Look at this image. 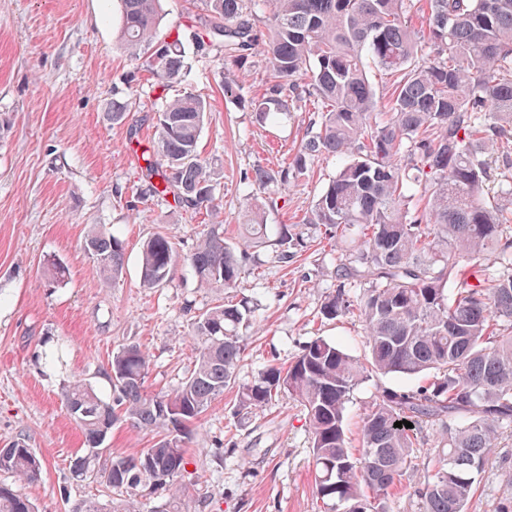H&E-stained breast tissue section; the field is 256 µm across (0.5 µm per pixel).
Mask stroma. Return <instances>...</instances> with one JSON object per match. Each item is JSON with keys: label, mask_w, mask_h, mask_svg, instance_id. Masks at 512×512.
<instances>
[{"label": "stroma", "mask_w": 512, "mask_h": 512, "mask_svg": "<svg viewBox=\"0 0 512 512\" xmlns=\"http://www.w3.org/2000/svg\"><path fill=\"white\" fill-rule=\"evenodd\" d=\"M202 7V0H160L157 34L180 35L188 66L168 97L189 92L210 104L200 150L218 159L224 235L235 242L252 207L240 190L244 177L288 165L309 115L263 128L225 96L221 59L198 51L185 26ZM120 10V0H0V447L19 440L42 460L38 480L19 486L38 512H81L89 499L112 497L96 481L71 479L70 462L84 449L64 406L72 377L111 398L112 356L137 344L151 359L146 391L173 393L195 364V315L224 302L223 289L199 287L185 265L162 287L140 284L146 238L163 233L187 253L210 223L205 211L135 195L159 102L140 60L118 43ZM116 101L128 105L120 123L110 117ZM331 171L315 166L262 202L266 222L295 225L307 247L285 266L274 263L271 247L251 248L253 272L242 290L257 300L260 321L248 333L237 383L268 364L288 365L316 336L364 355L357 318L320 313L336 289V245L303 221ZM93 224L116 228L125 242L117 279L104 278L83 249ZM52 261L64 277L53 278ZM234 397L216 399L197 427L182 512H334L315 492L299 403L283 396L240 420ZM436 461L424 445L418 472L394 491L392 512H420L414 488ZM476 482L466 512L512 506L511 437L492 449Z\"/></svg>", "instance_id": "1"}]
</instances>
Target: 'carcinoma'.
I'll return each instance as SVG.
<instances>
[{
	"label": "carcinoma",
	"instance_id": "cac0c4a2",
	"mask_svg": "<svg viewBox=\"0 0 512 512\" xmlns=\"http://www.w3.org/2000/svg\"><path fill=\"white\" fill-rule=\"evenodd\" d=\"M159 2L121 0L118 36L165 90L187 65L180 38L155 40ZM413 13L425 30L412 28ZM188 28L199 50L222 52L228 73L251 57L268 60L272 79L260 98H244L241 81L222 77L224 95L247 102L257 123L275 127L317 103L292 162L278 177L256 168L244 191L252 198L276 179L285 185L320 162L335 165L305 223L350 240L336 254L340 284L321 314L359 318L367 355L317 336L288 366L272 363L236 383L243 330L259 311L238 293L249 248L273 232L275 259L286 265L305 239L286 224L271 229L258 205L238 243L212 230L182 255L155 234L142 244L143 284H165L184 263L201 287L224 289V305L195 316L194 368L171 395L145 391L150 356L137 345L112 357V401L72 380L65 407L87 447L70 466L73 480L111 490L112 512H143L140 487L167 494L168 512H180L193 431L232 390L239 416L284 395L303 406L317 497L340 512H392V491L418 466V431H435L438 465L415 490L421 512H464L491 449L512 436V178L493 175L495 155L512 151V0H203ZM369 63L396 75L386 110ZM207 111L191 93L161 97L156 139L142 152L141 196L221 213L220 173L199 151ZM84 250L107 279L123 269L125 243L104 225H92ZM374 375L418 385L382 388L360 417L354 453L348 404ZM120 420L156 441L103 462L101 447ZM403 420L413 427L394 426ZM2 472L33 482L42 462L17 442L0 451ZM0 512L36 507L0 483Z\"/></svg>",
	"mask_w": 512,
	"mask_h": 512
}]
</instances>
